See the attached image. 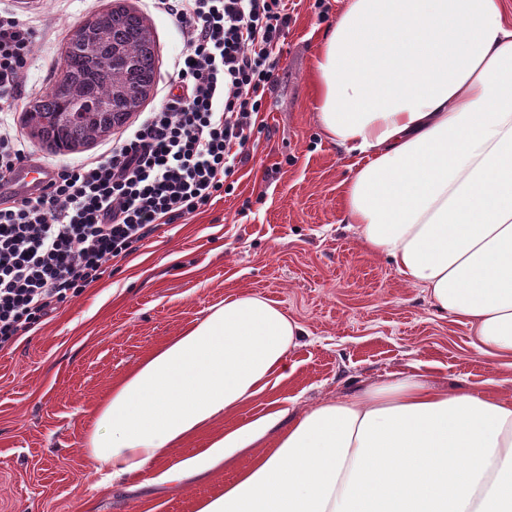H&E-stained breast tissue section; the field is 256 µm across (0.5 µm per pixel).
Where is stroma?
I'll list each match as a JSON object with an SVG mask.
<instances>
[{
    "label": "stroma",
    "instance_id": "35a3bbf8",
    "mask_svg": "<svg viewBox=\"0 0 512 512\" xmlns=\"http://www.w3.org/2000/svg\"><path fill=\"white\" fill-rule=\"evenodd\" d=\"M137 11L157 41V75L183 48L170 18L147 0ZM346 0H293L276 80L266 96L230 193L180 224L161 226L127 258L47 320L0 349V512H195L252 463L242 452L204 479L138 493L105 488L85 448L91 417L143 358L225 297L277 302L305 330L288 354V376L246 409L215 423L242 425L272 406L300 414L357 388L428 375L436 387L512 393V368L475 351L468 325L438 314L422 288L369 254L342 222V151L315 111L312 71L319 34ZM110 0H0L35 32L23 75L30 99L49 90L66 36Z\"/></svg>",
    "mask_w": 512,
    "mask_h": 512
}]
</instances>
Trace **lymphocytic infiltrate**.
I'll return each mask as SVG.
<instances>
[{
  "mask_svg": "<svg viewBox=\"0 0 512 512\" xmlns=\"http://www.w3.org/2000/svg\"><path fill=\"white\" fill-rule=\"evenodd\" d=\"M183 35L170 88L111 151L54 170L39 193L0 197V347L97 282L159 226L220 196L244 160L279 66L288 0H150ZM32 30L0 11V187L35 152L11 118Z\"/></svg>",
  "mask_w": 512,
  "mask_h": 512,
  "instance_id": "f902f5d3",
  "label": "lymphocytic infiltrate"
}]
</instances>
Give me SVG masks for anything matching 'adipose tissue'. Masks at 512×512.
I'll return each instance as SVG.
<instances>
[{
  "instance_id": "obj_1",
  "label": "adipose tissue",
  "mask_w": 512,
  "mask_h": 512,
  "mask_svg": "<svg viewBox=\"0 0 512 512\" xmlns=\"http://www.w3.org/2000/svg\"><path fill=\"white\" fill-rule=\"evenodd\" d=\"M315 107L351 157L345 223L512 365V24L502 0H348L322 33ZM302 329L241 293L139 362L87 434L108 481L248 406L288 375ZM269 447H262V440ZM254 449L196 512H512V395L424 376L211 436L158 472L169 486Z\"/></svg>"
}]
</instances>
